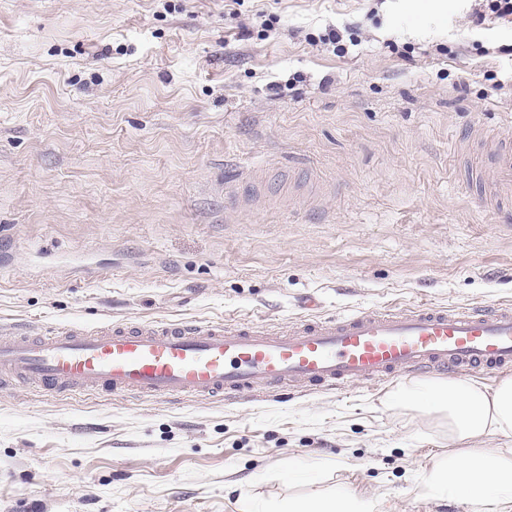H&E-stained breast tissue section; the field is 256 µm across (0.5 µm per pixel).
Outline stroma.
<instances>
[{"instance_id":"stroma-1","label":"stroma","mask_w":512,"mask_h":512,"mask_svg":"<svg viewBox=\"0 0 512 512\" xmlns=\"http://www.w3.org/2000/svg\"><path fill=\"white\" fill-rule=\"evenodd\" d=\"M506 141L487 0H0V327L512 304V208L470 174ZM414 382L0 389V512H476L427 487L447 430L386 405ZM366 503L352 492H336V495L288 506L289 512H365Z\"/></svg>"}]
</instances>
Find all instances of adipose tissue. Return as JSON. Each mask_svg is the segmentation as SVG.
<instances>
[{"label":"adipose tissue","instance_id":"1","mask_svg":"<svg viewBox=\"0 0 512 512\" xmlns=\"http://www.w3.org/2000/svg\"><path fill=\"white\" fill-rule=\"evenodd\" d=\"M405 407L443 417L450 440L469 442L460 453L436 463L429 489L478 505L479 512H507L512 505V448H479L476 440L512 437V378L495 388L458 379L401 387Z\"/></svg>","mask_w":512,"mask_h":512}]
</instances>
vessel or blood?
Returning a JSON list of instances; mask_svg holds the SVG:
<instances>
[{"instance_id":"vessel-or-blood-1","label":"vessel or blood","mask_w":512,"mask_h":512,"mask_svg":"<svg viewBox=\"0 0 512 512\" xmlns=\"http://www.w3.org/2000/svg\"><path fill=\"white\" fill-rule=\"evenodd\" d=\"M492 207L512 198V143L492 160ZM512 369V305L456 309L419 304L259 321H116L29 336L0 334V385L44 392L212 400L242 393L311 392L414 374Z\"/></svg>"}]
</instances>
